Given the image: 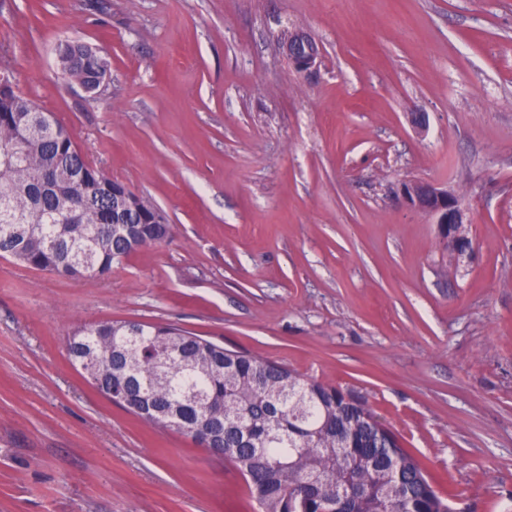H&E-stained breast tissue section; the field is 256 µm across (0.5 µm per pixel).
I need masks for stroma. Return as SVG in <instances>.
I'll return each mask as SVG.
<instances>
[{
    "label": "stroma",
    "mask_w": 512,
    "mask_h": 512,
    "mask_svg": "<svg viewBox=\"0 0 512 512\" xmlns=\"http://www.w3.org/2000/svg\"><path fill=\"white\" fill-rule=\"evenodd\" d=\"M65 39L109 58L99 94L64 83ZM1 53L173 238L100 279L0 259V512H259L233 464L75 370L67 337L100 320L351 391L454 512H512V0H0ZM406 180L459 196L470 254ZM288 57L297 71L312 74L320 56L318 44L305 33H293L284 43Z\"/></svg>",
    "instance_id": "obj_1"
}]
</instances>
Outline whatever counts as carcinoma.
<instances>
[{
	"label": "carcinoma",
	"instance_id": "carcinoma-1",
	"mask_svg": "<svg viewBox=\"0 0 512 512\" xmlns=\"http://www.w3.org/2000/svg\"><path fill=\"white\" fill-rule=\"evenodd\" d=\"M59 48L64 81L85 85L108 58L77 41ZM92 166L53 114L0 69V258L71 279L107 276L171 227L136 195L112 223V178ZM78 222H68L69 212ZM159 224H136L139 216ZM69 359L128 413L203 448L224 449L262 512H450L421 463L367 403L281 364L225 348L173 324L76 326Z\"/></svg>",
	"mask_w": 512,
	"mask_h": 512
}]
</instances>
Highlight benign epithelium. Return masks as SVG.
Masks as SVG:
<instances>
[{
    "mask_svg": "<svg viewBox=\"0 0 512 512\" xmlns=\"http://www.w3.org/2000/svg\"><path fill=\"white\" fill-rule=\"evenodd\" d=\"M288 57L297 71L311 74L320 56L318 44L305 33H293L284 43ZM130 198L126 185L112 186L115 220H126L124 201ZM398 199L405 205L429 214L438 224L443 243L455 256H462L472 250V240L464 233L467 218L456 195L448 189L424 181H406L401 184Z\"/></svg>",
    "mask_w": 512,
    "mask_h": 512,
    "instance_id": "benign-epithelium-1",
    "label": "benign epithelium"
}]
</instances>
